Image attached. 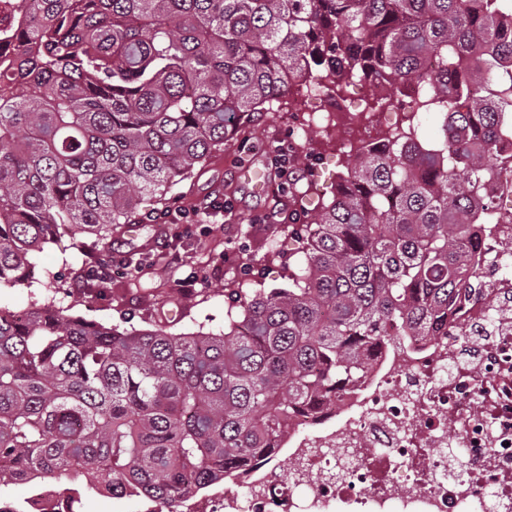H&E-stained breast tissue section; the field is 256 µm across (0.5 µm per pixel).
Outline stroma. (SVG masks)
Listing matches in <instances>:
<instances>
[{
	"label": "stroma",
	"instance_id": "obj_1",
	"mask_svg": "<svg viewBox=\"0 0 512 512\" xmlns=\"http://www.w3.org/2000/svg\"><path fill=\"white\" fill-rule=\"evenodd\" d=\"M294 112L285 98L230 129L223 151L198 165L166 203H148L149 211L170 212L168 223L140 224L133 238L116 230L101 247L89 234L65 235L46 244L33 255L38 277L0 288V306L25 310L51 295L69 314L107 326H161L172 334L222 330L231 308L229 286L287 287L289 271L301 259L297 247L302 236L320 205L332 201L350 167V157L338 155L335 144L313 130L294 149L299 194H259L241 181L240 145L253 144V162L266 164L268 154L288 138ZM206 204L211 207L208 217L198 219L195 208ZM265 213L270 221L255 223V216ZM101 252L116 261L131 255L142 259L141 265L112 276V289L103 297L85 284ZM52 273L62 278L63 290H54L48 279ZM194 276L198 284L187 286Z\"/></svg>",
	"mask_w": 512,
	"mask_h": 512
}]
</instances>
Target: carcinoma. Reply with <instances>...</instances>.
<instances>
[{"mask_svg": "<svg viewBox=\"0 0 512 512\" xmlns=\"http://www.w3.org/2000/svg\"><path fill=\"white\" fill-rule=\"evenodd\" d=\"M0 67V287L75 226L105 241L224 148L228 128L317 70L425 81L443 137L356 155L290 286L241 295L224 330L173 335L0 308V487L85 480L172 512L242 474L288 420L357 385L402 336H436L495 175L512 81L506 0H23ZM429 58L440 64L428 70Z\"/></svg>", "mask_w": 512, "mask_h": 512, "instance_id": "obj_1", "label": "carcinoma"}]
</instances>
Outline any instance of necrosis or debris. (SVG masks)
Returning <instances> with one entry per match:
<instances>
[{
	"mask_svg": "<svg viewBox=\"0 0 512 512\" xmlns=\"http://www.w3.org/2000/svg\"><path fill=\"white\" fill-rule=\"evenodd\" d=\"M387 89L382 79L295 81L296 128L323 131L346 154L380 150L418 121L429 96L411 84L403 106ZM499 147L507 161L479 189L493 203L480 221L497 234L469 263L447 335L385 351L322 414L296 417L279 445L294 465L290 482L264 459L187 499L184 512H512V128ZM452 448L463 449V465Z\"/></svg>",
	"mask_w": 512,
	"mask_h": 512,
	"instance_id": "4bbe7bcc",
	"label": "necrosis or debris"
}]
</instances>
